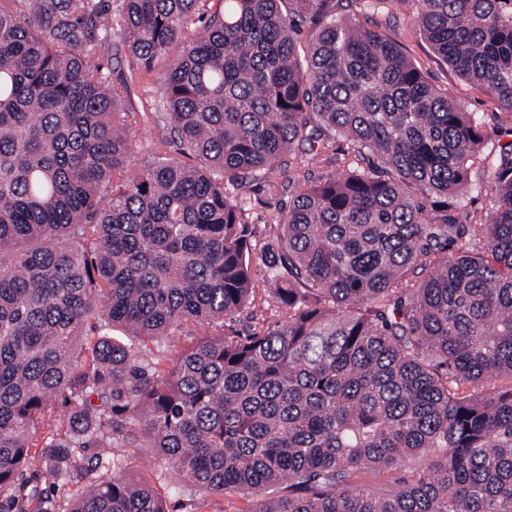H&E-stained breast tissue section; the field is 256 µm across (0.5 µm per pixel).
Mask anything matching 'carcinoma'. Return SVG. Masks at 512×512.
I'll list each match as a JSON object with an SVG mask.
<instances>
[{
    "mask_svg": "<svg viewBox=\"0 0 512 512\" xmlns=\"http://www.w3.org/2000/svg\"><path fill=\"white\" fill-rule=\"evenodd\" d=\"M402 2L512 133V0ZM115 35L179 142L139 166ZM337 137L345 172L294 182L257 247L233 191ZM488 138L336 0H0V502L47 474L82 484L57 512H169L106 446L267 492L252 512H512V141ZM257 250L284 312L226 334ZM194 323L168 369L140 358ZM101 64L104 75L114 84L129 79L131 73L135 76L134 92L128 103L132 111L142 112L143 106L148 110L149 103L159 97L154 74L140 69L139 64L118 39L112 37V42L103 49Z\"/></svg>",
    "mask_w": 512,
    "mask_h": 512,
    "instance_id": "obj_1",
    "label": "carcinoma"
}]
</instances>
